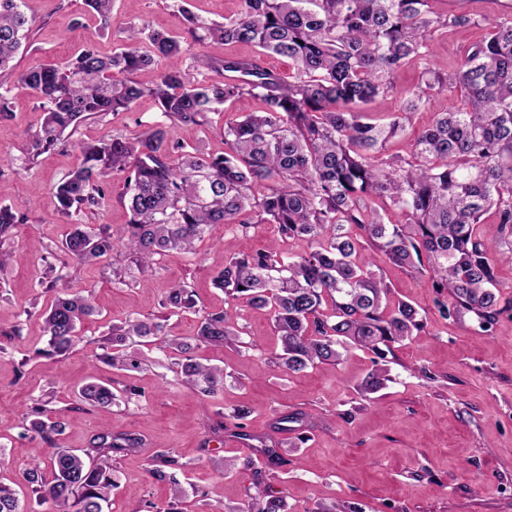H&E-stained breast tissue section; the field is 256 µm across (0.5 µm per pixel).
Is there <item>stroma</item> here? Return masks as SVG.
<instances>
[{
	"label": "stroma",
	"instance_id": "35a3bbf8",
	"mask_svg": "<svg viewBox=\"0 0 512 512\" xmlns=\"http://www.w3.org/2000/svg\"><path fill=\"white\" fill-rule=\"evenodd\" d=\"M239 9V0H113L112 26L106 30L84 11L82 0H26L32 25L16 63L21 69L63 63L89 45L112 54L123 47L130 25L181 38L185 11L221 23ZM431 9L442 17L465 13L481 25L439 28L429 60L412 61L396 72L392 96L382 105L366 106L368 121H386L416 97L426 67L454 71L473 42L497 21L512 17V0H431ZM460 105L458 89L430 92L405 131L390 141L389 153L408 154L436 113ZM263 108L260 99L245 96L213 115L211 125L177 126L171 136L220 152L225 121ZM42 118L38 99L19 90L12 117L0 121V206L26 218L0 243L12 254L0 271V482L18 480L32 463L36 443L23 437L22 424L40 398L47 411L65 412L60 447L86 448L106 426L141 438L138 452L115 462L118 487L104 512H162L167 507L169 484L155 481L147 471L148 457L167 448L188 464L177 475L182 486L202 489L207 503L225 512L244 503L258 479L285 497L288 512H315L321 503L355 506L360 512H512V316H500L480 334L474 333L471 319L446 322L434 308L436 293L428 276L388 262L379 267L392 297L413 304L426 326L388 356L390 380L373 394L359 389L372 369L370 351L353 347L337 366L284 372L272 362L280 344L269 313L243 304L234 312L244 347L200 351L233 377L217 395L183 386L173 366L159 365L155 351L143 346L135 349L136 369L116 372L96 360L112 325L128 317L163 315L160 302L178 282L191 285L197 309L166 317L165 334L170 339L193 335L200 312L224 304L213 278L225 259L272 243L284 253L301 250V243L282 238L273 224L254 225L246 234L231 224L216 225L195 253L162 259L146 286L134 278L115 279V271L126 267L120 249L108 266H75L69 286L92 289L99 314L71 353L45 355L40 313L52 295L44 283L62 257L58 244L67 230L50 190L79 165L78 142L139 132L157 121L159 112L145 97L130 111L87 119L70 144L31 163L27 152ZM93 380L119 390L135 385L145 395L108 408L76 406V391ZM239 405L252 410L249 432L278 446L282 467L268 468L262 455L237 438L231 412ZM284 414L293 421L283 429L275 419ZM219 417L224 430L216 436L210 427Z\"/></svg>",
	"mask_w": 512,
	"mask_h": 512
}]
</instances>
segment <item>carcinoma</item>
<instances>
[{
    "instance_id": "1",
    "label": "carcinoma",
    "mask_w": 512,
    "mask_h": 512,
    "mask_svg": "<svg viewBox=\"0 0 512 512\" xmlns=\"http://www.w3.org/2000/svg\"><path fill=\"white\" fill-rule=\"evenodd\" d=\"M103 29L111 26L112 0H84ZM193 42L251 43L258 58L217 59L192 54L181 40L160 31L129 30V44L110 56L84 50L60 66L42 63L16 71L12 65L26 37L29 20L23 0H0V119L12 114V91L25 90L40 100L44 120L30 144L37 156L58 145L87 118L126 111L150 96L162 120L127 135H108L79 145L81 165L51 190L53 203L70 219L60 251L67 262L94 265L112 250L129 251L144 279L161 257L173 251L193 253L206 230L236 224H276L288 238L308 243L301 253L282 256L274 249L241 253L224 262L215 284L225 307L204 312L192 341L159 338L163 325L128 319L102 339L98 359L116 370L138 367L126 342L137 337L177 366L181 383L213 394L224 389L226 374L194 355L201 345L223 346L237 339L232 307L242 301L265 309L280 341L275 364L290 373L336 365L356 346L383 361L397 344L424 328L409 302L391 298L373 254L399 267L428 274L441 296L436 306L446 320L469 314L483 330L512 310L502 296L498 266L512 263V18L493 26L465 53L453 75L426 68L427 90L451 85L462 105L439 113L415 139L411 154H386L387 142L404 131L420 99L407 102L384 124L362 120V107L393 92V75L410 62L431 57L432 34L440 26H468V15H433L429 0H242L239 13L222 23L187 15ZM273 53L291 59L286 80L262 65ZM165 63L159 79L143 86L139 71ZM203 68L224 76L198 80ZM250 95L264 109L224 122V152L204 153L169 139L170 128L202 126L208 114ZM125 174L120 201L129 223L119 229L86 224L88 212L104 209L113 173ZM379 200L377 210L370 202ZM493 212L507 250L493 257L478 224ZM25 222L0 207V240ZM42 313L49 336L48 355L74 349L84 321L97 313L93 293L57 286ZM160 306L173 314L196 306L191 286L167 289ZM389 381L379 365L361 384L376 393ZM79 401L106 407L118 400L99 381L84 384ZM46 404L34 403L24 430L54 445L65 429L63 414L42 419ZM134 434L103 428L79 455L57 447L48 460L35 456L17 488L0 483V512H33L20 504L24 486L54 512H103L118 487L112 462L141 447ZM53 475L46 481L42 464ZM158 481L173 483L164 512L182 507L184 490L175 473L185 463L172 449L149 459ZM255 494L239 512H288L286 499L254 483Z\"/></svg>"
}]
</instances>
